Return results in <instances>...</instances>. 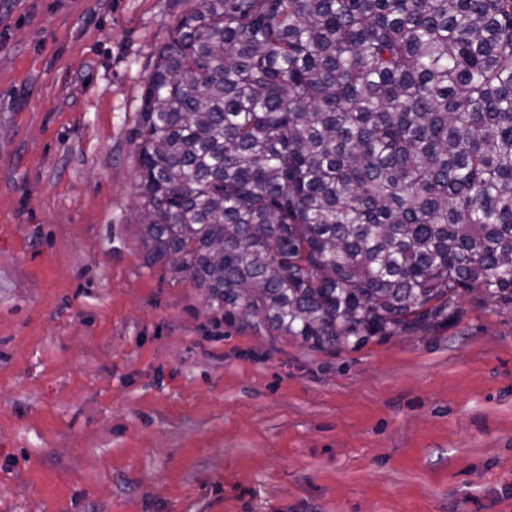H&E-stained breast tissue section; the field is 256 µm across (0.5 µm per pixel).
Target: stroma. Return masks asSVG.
<instances>
[{"label": "stroma", "mask_w": 512, "mask_h": 512, "mask_svg": "<svg viewBox=\"0 0 512 512\" xmlns=\"http://www.w3.org/2000/svg\"><path fill=\"white\" fill-rule=\"evenodd\" d=\"M186 0H0V512H512V314L316 349L146 265Z\"/></svg>", "instance_id": "35a3bbf8"}]
</instances>
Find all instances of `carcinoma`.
I'll list each match as a JSON object with an SVG mask.
<instances>
[{"label":"carcinoma","mask_w":512,"mask_h":512,"mask_svg":"<svg viewBox=\"0 0 512 512\" xmlns=\"http://www.w3.org/2000/svg\"><path fill=\"white\" fill-rule=\"evenodd\" d=\"M189 2L134 135L147 265L317 349L512 314V0Z\"/></svg>","instance_id":"cac0c4a2"}]
</instances>
